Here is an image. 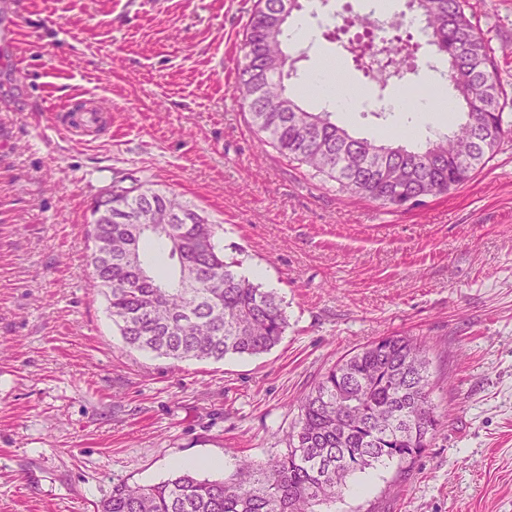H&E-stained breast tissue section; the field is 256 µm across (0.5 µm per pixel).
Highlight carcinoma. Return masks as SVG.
Listing matches in <instances>:
<instances>
[{
  "label": "carcinoma",
  "instance_id": "1",
  "mask_svg": "<svg viewBox=\"0 0 512 512\" xmlns=\"http://www.w3.org/2000/svg\"><path fill=\"white\" fill-rule=\"evenodd\" d=\"M468 0H407L431 54L449 63L464 120L424 147L378 144L336 124L334 113L310 112L290 93L301 48L285 52L288 19L300 0H256L246 23L238 91L261 143L343 192L396 210L410 197L438 196L467 184L512 134L491 49L467 13ZM395 37L383 49L376 85L385 90L415 70V52ZM344 50L357 67L369 48ZM181 204L189 222L121 224L119 207L164 211ZM112 220L93 226L87 255L92 286L108 302L125 344L174 361L255 356L280 343L288 327L276 292L239 274L227 261L212 224L177 196L145 183H112ZM425 345L386 336L340 359L300 404L287 452L265 464L240 461L225 480L200 479L179 469L154 485L113 487L97 512H320L356 473L391 462L411 466L438 426L430 402Z\"/></svg>",
  "mask_w": 512,
  "mask_h": 512
}]
</instances>
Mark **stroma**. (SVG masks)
Returning a JSON list of instances; mask_svg holds the SVG:
<instances>
[{
	"label": "stroma",
	"instance_id": "obj_1",
	"mask_svg": "<svg viewBox=\"0 0 512 512\" xmlns=\"http://www.w3.org/2000/svg\"><path fill=\"white\" fill-rule=\"evenodd\" d=\"M255 0H0V512H96L115 485L195 460L230 478L283 455L301 400L343 356L393 335L430 347L438 431L407 472L356 474L327 512H512V138L458 190L406 212L342 192L250 127L236 92ZM317 30L304 70L339 63L367 101L337 124L423 144L411 85L379 91L337 29L406 0H301ZM512 122V0H469ZM100 100L108 124L59 133L50 115ZM176 193L219 224L226 257L262 272L288 318L257 356L176 362L132 349L86 269L93 202L113 182ZM219 457L221 469L204 466Z\"/></svg>",
	"mask_w": 512,
	"mask_h": 512
}]
</instances>
